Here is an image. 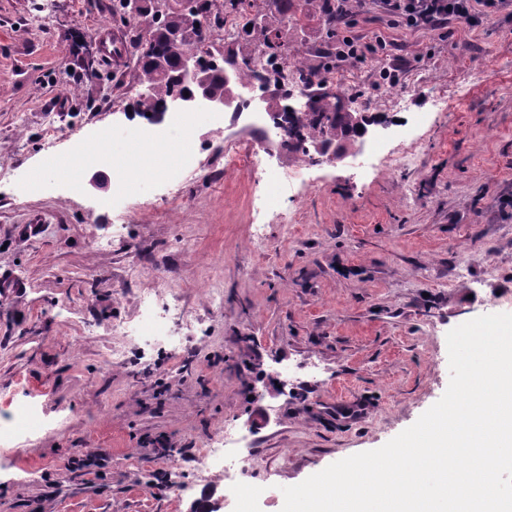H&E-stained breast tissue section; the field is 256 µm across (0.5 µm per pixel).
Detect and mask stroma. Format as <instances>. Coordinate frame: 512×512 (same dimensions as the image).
<instances>
[{"label":"stroma","instance_id":"35a3bbf8","mask_svg":"<svg viewBox=\"0 0 512 512\" xmlns=\"http://www.w3.org/2000/svg\"><path fill=\"white\" fill-rule=\"evenodd\" d=\"M136 34L113 26L112 0H0V424L7 401L45 416L0 438V512H193L219 499L222 512H281L280 488L415 423L448 386V331L512 295V20L444 41L393 30L387 57L345 65L366 135L384 126L386 146L360 176L343 158L311 167L277 211L251 204L259 172L224 169L226 143L249 154L261 139L230 115L194 124L189 162L154 161L113 207L88 170L80 187L32 189L45 160L142 124L128 91ZM87 50L89 68L76 60ZM402 59L401 85L383 82ZM401 120L421 166L397 164ZM217 278L220 306L206 299ZM161 281L186 311L168 321L175 352L113 331ZM114 347L122 363L105 361ZM228 425L255 461L243 497L196 458ZM102 449L104 468H69Z\"/></svg>","mask_w":512,"mask_h":512}]
</instances>
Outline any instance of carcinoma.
Listing matches in <instances>:
<instances>
[{
    "label": "carcinoma",
    "instance_id": "1",
    "mask_svg": "<svg viewBox=\"0 0 512 512\" xmlns=\"http://www.w3.org/2000/svg\"><path fill=\"white\" fill-rule=\"evenodd\" d=\"M235 17L240 20L237 47L233 64L236 70L249 67L252 59L262 54L272 67L276 76L289 73L297 77L302 85L310 84V77L316 70L322 73L321 84L325 91L309 100L303 110L289 113L291 134L296 143L294 150L309 154V147L322 145H340L358 133L353 122V114L344 111L343 97L327 87L336 73L332 63V41L325 42L323 50L314 63L299 50L287 52L288 10L292 0H287L284 10L267 8V0H225ZM177 0H147L143 12L137 15L140 33L135 46L141 49L137 53L140 83L147 88L145 96L137 105L141 114H150V118L161 121L170 98L172 77L179 60L186 55L205 59L209 51L205 48L207 14L211 5H206V15L199 17L185 15L176 8ZM252 30H247V25ZM181 31V37L170 39L167 33L171 29Z\"/></svg>",
    "mask_w": 512,
    "mask_h": 512
}]
</instances>
